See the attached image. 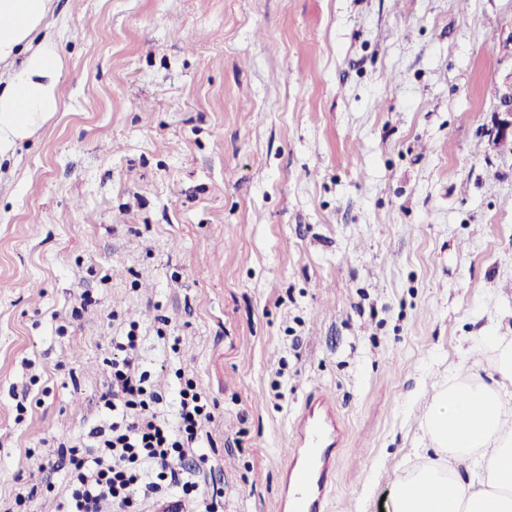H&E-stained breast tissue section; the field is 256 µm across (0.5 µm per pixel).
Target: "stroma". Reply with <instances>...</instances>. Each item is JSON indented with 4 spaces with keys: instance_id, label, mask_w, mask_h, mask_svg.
<instances>
[{
    "instance_id": "stroma-1",
    "label": "stroma",
    "mask_w": 512,
    "mask_h": 512,
    "mask_svg": "<svg viewBox=\"0 0 512 512\" xmlns=\"http://www.w3.org/2000/svg\"><path fill=\"white\" fill-rule=\"evenodd\" d=\"M60 110L0 162V512H57L112 339L215 404L222 512H278L305 402L326 512H388L419 401L512 309V0H49ZM499 90L497 119L488 131L489 139L497 147L512 138V71L503 79Z\"/></svg>"
}]
</instances>
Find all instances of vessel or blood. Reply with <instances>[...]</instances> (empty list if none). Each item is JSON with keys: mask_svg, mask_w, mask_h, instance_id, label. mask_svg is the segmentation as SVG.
I'll return each instance as SVG.
<instances>
[{"mask_svg": "<svg viewBox=\"0 0 512 512\" xmlns=\"http://www.w3.org/2000/svg\"><path fill=\"white\" fill-rule=\"evenodd\" d=\"M339 432L335 410L324 398L306 404L289 455L288 497L280 503L282 512H326L336 483Z\"/></svg>", "mask_w": 512, "mask_h": 512, "instance_id": "1", "label": "vessel or blood"}]
</instances>
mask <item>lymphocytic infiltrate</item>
<instances>
[{
	"label": "lymphocytic infiltrate",
	"instance_id": "obj_1",
	"mask_svg": "<svg viewBox=\"0 0 512 512\" xmlns=\"http://www.w3.org/2000/svg\"><path fill=\"white\" fill-rule=\"evenodd\" d=\"M138 341L133 329L113 338L116 356L101 396L106 422L90 430L88 444L70 446L68 457L50 466L65 473L61 512H101L106 501L114 512H141L151 499L217 512L224 490L208 481L199 451L214 413L189 378L166 403L128 356ZM191 456L196 464L186 465Z\"/></svg>",
	"mask_w": 512,
	"mask_h": 512
}]
</instances>
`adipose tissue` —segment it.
<instances>
[{
    "instance_id": "ef3b65f1",
    "label": "adipose tissue",
    "mask_w": 512,
    "mask_h": 512,
    "mask_svg": "<svg viewBox=\"0 0 512 512\" xmlns=\"http://www.w3.org/2000/svg\"><path fill=\"white\" fill-rule=\"evenodd\" d=\"M47 0H0V62L22 56L0 86V160L33 136L59 107L63 64L39 32ZM492 354L488 370L465 364L436 388L422 422L413 470L395 491L391 512H512V331L493 326L476 339ZM479 471L480 488L458 467Z\"/></svg>"
}]
</instances>
